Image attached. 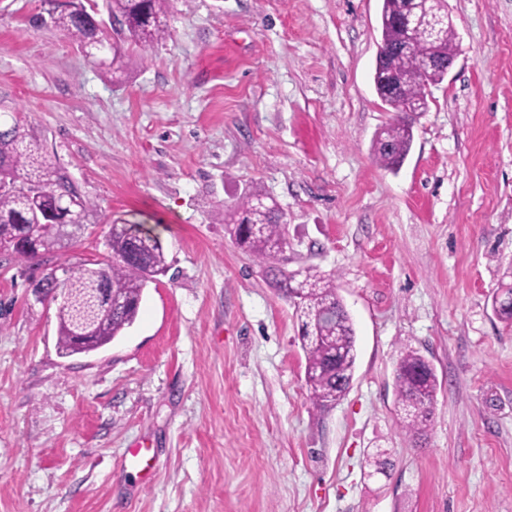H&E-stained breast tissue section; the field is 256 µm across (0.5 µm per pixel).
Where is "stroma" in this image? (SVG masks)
<instances>
[{
  "instance_id": "1",
  "label": "stroma",
  "mask_w": 512,
  "mask_h": 512,
  "mask_svg": "<svg viewBox=\"0 0 512 512\" xmlns=\"http://www.w3.org/2000/svg\"><path fill=\"white\" fill-rule=\"evenodd\" d=\"M447 5L455 62L394 173L372 154L380 0H174L117 82L43 0H0V106L92 205L52 263L102 259L116 224L168 263L122 336L63 357L57 303L0 255V512H512V324L492 309L512 281V0ZM249 192L286 214L279 267L332 275L352 318L335 404L314 407L293 307L225 230ZM408 349L440 382L419 436L394 412Z\"/></svg>"
}]
</instances>
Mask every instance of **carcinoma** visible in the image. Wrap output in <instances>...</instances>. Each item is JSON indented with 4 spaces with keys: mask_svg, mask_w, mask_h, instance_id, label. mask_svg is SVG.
Instances as JSON below:
<instances>
[{
    "mask_svg": "<svg viewBox=\"0 0 512 512\" xmlns=\"http://www.w3.org/2000/svg\"><path fill=\"white\" fill-rule=\"evenodd\" d=\"M53 26L63 32L105 73L123 67V44L150 47L169 34L166 18L172 0H107L108 15L120 23L116 32L95 20L94 6L69 0L64 8L47 0ZM381 39L385 46L413 44L408 57H391L396 102L405 112L377 134L373 152L379 164L399 169L412 146L413 116L429 108L428 88L448 75L456 57L455 31L446 0H381ZM0 236L21 241L12 249L18 263L41 270L49 299L62 288L74 302L58 307L57 349L61 356L90 354L108 345L137 319L147 284L163 274L166 257L158 237L137 224H114L106 240L108 256L90 265L49 266L46 255L81 234L91 204L76 190H63L69 178L43 152L37 140L22 131L10 111H0ZM229 235L244 251L270 263L288 247L285 213L274 200L246 195L229 215ZM62 271L60 279L56 271ZM279 291L293 306L305 355V382L313 404L325 407L343 397L353 379L357 350L353 322L336 294L333 279L313 268L275 273ZM494 311L512 320V285L493 301ZM395 412L411 434L426 430L438 389L434 367L415 350L404 352L395 368Z\"/></svg>",
    "mask_w": 512,
    "mask_h": 512,
    "instance_id": "carcinoma-1",
    "label": "carcinoma"
}]
</instances>
